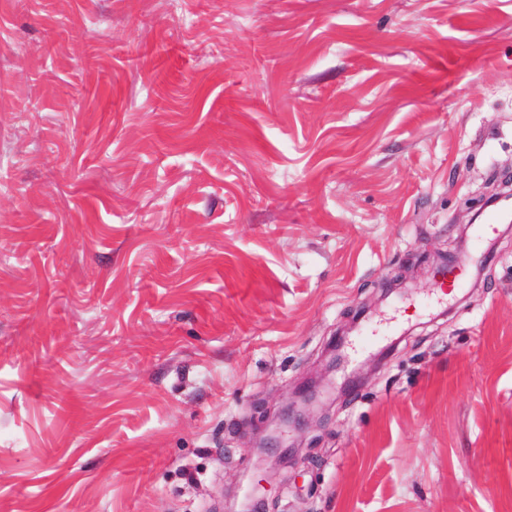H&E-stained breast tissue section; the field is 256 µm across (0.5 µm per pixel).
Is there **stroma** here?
Here are the masks:
<instances>
[{"instance_id":"stroma-1","label":"stroma","mask_w":512,"mask_h":512,"mask_svg":"<svg viewBox=\"0 0 512 512\" xmlns=\"http://www.w3.org/2000/svg\"><path fill=\"white\" fill-rule=\"evenodd\" d=\"M512 0H0V512H229L256 407L370 307L265 512H512ZM480 212L474 213L467 224H474L479 218ZM505 213L499 209L488 210L483 217L482 224H474L473 234L476 244L480 245L490 239L496 231L497 225L502 224ZM451 256L452 255L448 254V252L433 255L428 270L432 285H441L444 281H447L448 275L453 272L454 264L459 262L460 258H458L454 264H451Z\"/></svg>"}]
</instances>
